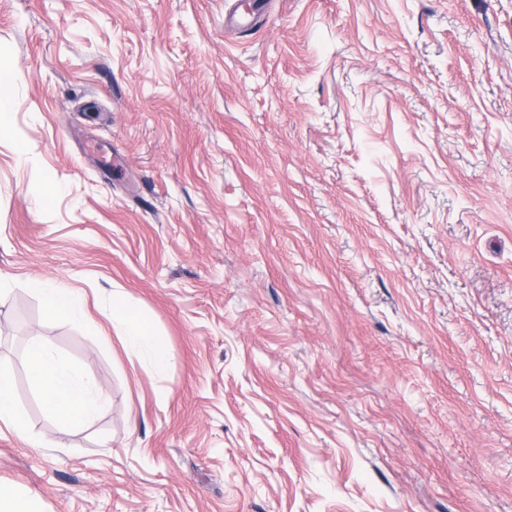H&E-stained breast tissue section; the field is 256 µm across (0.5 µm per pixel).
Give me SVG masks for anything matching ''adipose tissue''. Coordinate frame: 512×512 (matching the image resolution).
I'll list each match as a JSON object with an SVG mask.
<instances>
[{
	"instance_id": "ef3b65f1",
	"label": "adipose tissue",
	"mask_w": 512,
	"mask_h": 512,
	"mask_svg": "<svg viewBox=\"0 0 512 512\" xmlns=\"http://www.w3.org/2000/svg\"><path fill=\"white\" fill-rule=\"evenodd\" d=\"M31 286L40 294L47 315L77 325L82 323L87 305L84 293L70 288H48L36 278ZM112 319L131 349L147 351L152 371L168 370L170 358L166 350L149 326L133 313L129 303L117 295L112 298ZM28 358L47 415L61 429L83 428L105 407V394L93 388L79 369L62 363L45 338H32Z\"/></svg>"
}]
</instances>
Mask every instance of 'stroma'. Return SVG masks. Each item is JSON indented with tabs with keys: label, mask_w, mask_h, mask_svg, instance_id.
Instances as JSON below:
<instances>
[{
	"label": "stroma",
	"mask_w": 512,
	"mask_h": 512,
	"mask_svg": "<svg viewBox=\"0 0 512 512\" xmlns=\"http://www.w3.org/2000/svg\"><path fill=\"white\" fill-rule=\"evenodd\" d=\"M233 8L0 0V375L41 442L0 423V483L41 512H512V0ZM34 336L107 394L89 426L47 417ZM30 284L40 294L47 315L82 324L87 305L84 293L70 288H47L36 278ZM112 322L122 333L126 344L133 350H146L149 366L156 373L166 372L170 366V357L156 341L147 324L132 311L129 303L118 295L112 296Z\"/></svg>",
	"instance_id": "stroma-1"
}]
</instances>
